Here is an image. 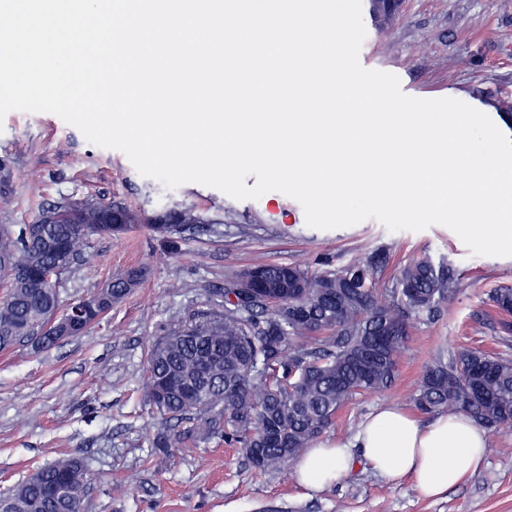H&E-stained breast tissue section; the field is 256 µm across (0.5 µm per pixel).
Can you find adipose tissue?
<instances>
[{
  "label": "adipose tissue",
  "mask_w": 512,
  "mask_h": 512,
  "mask_svg": "<svg viewBox=\"0 0 512 512\" xmlns=\"http://www.w3.org/2000/svg\"><path fill=\"white\" fill-rule=\"evenodd\" d=\"M487 432L462 412L421 421L387 405L370 413L346 442L309 448L296 464L298 483L319 489L338 483L356 458H363L380 476H411L426 497L443 495L483 463Z\"/></svg>",
  "instance_id": "obj_1"
}]
</instances>
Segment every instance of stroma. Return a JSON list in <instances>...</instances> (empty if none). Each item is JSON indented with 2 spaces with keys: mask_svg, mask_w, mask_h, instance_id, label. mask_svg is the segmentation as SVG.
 I'll use <instances>...</instances> for the list:
<instances>
[{
  "mask_svg": "<svg viewBox=\"0 0 512 512\" xmlns=\"http://www.w3.org/2000/svg\"><path fill=\"white\" fill-rule=\"evenodd\" d=\"M363 23L361 65L395 74L406 95L441 97L455 88L512 100V0H403L386 25ZM1 158L8 166L0 169V224H31L49 204L93 198L147 216L190 208L210 226L168 239L141 224L92 237L86 268L62 282L63 304L131 267L144 268L145 280L84 335L48 349L29 341L0 355V490L76 457L95 478L87 512H512V431L489 430L479 469L437 498L422 496L411 478L383 479L363 460L339 484L309 490L295 476L252 469L224 444L153 454L162 424L142 389L148 347L194 313L220 311L227 276L255 261L317 273L382 249L389 265L381 285L389 288L410 261L447 260L456 292L434 319L412 321L395 385L351 401L323 434L350 438L378 406L414 412L412 395L438 353L475 347L512 358V329L488 299L512 286V257L472 254L443 225L392 232L368 219L315 229L301 204L278 191L240 201L198 183L169 189L47 112H9L0 121Z\"/></svg>",
  "mask_w": 512,
  "mask_h": 512,
  "instance_id": "1",
  "label": "stroma"
}]
</instances>
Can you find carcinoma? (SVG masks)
<instances>
[{
	"label": "carcinoma",
	"instance_id": "cac0c4a2",
	"mask_svg": "<svg viewBox=\"0 0 512 512\" xmlns=\"http://www.w3.org/2000/svg\"><path fill=\"white\" fill-rule=\"evenodd\" d=\"M76 219L43 224L25 237V225L0 224V353L25 340L42 349L63 336L57 285L43 272L65 261L66 271L86 261L93 235L126 232L133 224L166 237L176 229L204 230L192 209L144 219L121 204L58 202L42 209ZM389 255L376 250L337 269L310 275L300 266L257 261V288L224 287V311L194 316L170 328L146 356L144 385L163 429L152 447L167 453L213 439L241 449L248 464L279 471L356 396L390 388L398 376L408 321L434 318L456 288L446 261L405 265L394 287L377 289ZM146 271L132 268L88 295L96 323L137 287ZM512 314V287L491 294ZM413 402L422 413L463 412L485 428L512 429V361L477 348L440 355L425 370ZM78 458L40 467L0 493L11 512H84L90 484Z\"/></svg>",
	"mask_w": 512,
	"mask_h": 512
}]
</instances>
